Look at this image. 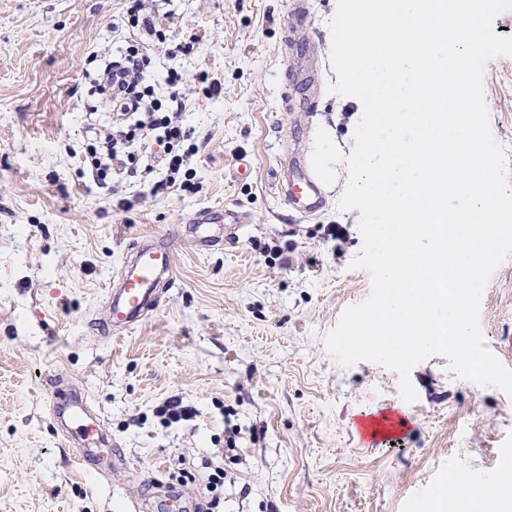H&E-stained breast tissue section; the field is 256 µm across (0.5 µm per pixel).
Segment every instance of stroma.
Returning <instances> with one entry per match:
<instances>
[{"mask_svg": "<svg viewBox=\"0 0 512 512\" xmlns=\"http://www.w3.org/2000/svg\"><path fill=\"white\" fill-rule=\"evenodd\" d=\"M160 34L133 26L127 0H0V512H182L206 506L208 477L226 478L216 512H406L409 496L512 472V397L461 379L447 360L417 364L415 402L397 374L362 361L344 368L325 335L370 293L351 262L359 210L305 215L278 191L280 163L310 157L317 128L351 150L361 102L336 81L328 27L337 0H144ZM304 14L310 37L293 39ZM191 51H184L185 43ZM146 47V83L169 107L178 73L179 120L195 151L194 187L168 185L154 139L105 185L87 158L102 66ZM95 62H88L89 54ZM316 67L308 85L295 64ZM490 126L512 166V56L485 67ZM239 213L234 234L224 212ZM207 223H199V216ZM345 229L325 238L327 225ZM168 235L178 282L146 320L107 335L102 320L132 247ZM479 325L512 369V256L492 274ZM81 392L111 447L83 464L85 444L54 417V394ZM179 398L193 420L163 425ZM398 413L391 441L358 435L361 417ZM240 433L228 446L224 428Z\"/></svg>", "mask_w": 512, "mask_h": 512, "instance_id": "stroma-1", "label": "stroma"}]
</instances>
